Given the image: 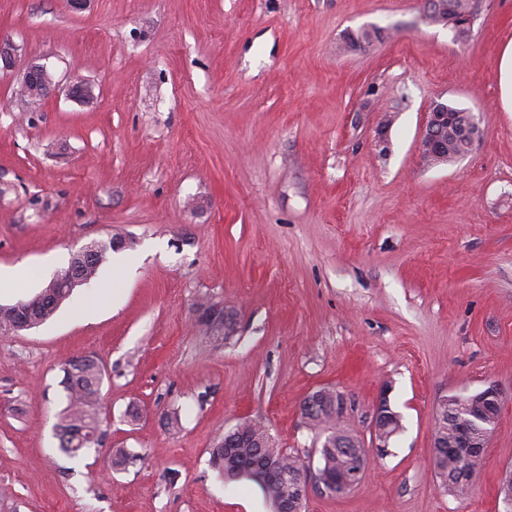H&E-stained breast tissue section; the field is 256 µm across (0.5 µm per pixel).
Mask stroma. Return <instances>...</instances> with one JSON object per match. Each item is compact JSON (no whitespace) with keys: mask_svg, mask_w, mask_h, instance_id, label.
<instances>
[{"mask_svg":"<svg viewBox=\"0 0 512 512\" xmlns=\"http://www.w3.org/2000/svg\"><path fill=\"white\" fill-rule=\"evenodd\" d=\"M477 4L460 41L426 0H0V268L28 269L0 303L91 241L127 242L126 266L106 259L45 324L0 333V512H271L210 463L246 418L307 462L303 512H506L512 0ZM35 63L53 90L26 102ZM76 81L92 98L68 97ZM437 102L483 134L430 166ZM209 308L232 313L231 336ZM76 356L105 370V435L69 458L55 425ZM491 385L498 423L459 496L431 462L437 409ZM323 387L346 396L369 458L341 495L319 488L301 416ZM384 397L403 429L381 457ZM386 398H382L379 405L376 408L373 424H374V433H375V448H377L378 452L383 454L386 452L385 448H388V430L392 426V419L389 417V414L383 411L385 405L382 404V401H385Z\"/></svg>","mask_w":512,"mask_h":512,"instance_id":"35a3bbf8","label":"stroma"}]
</instances>
